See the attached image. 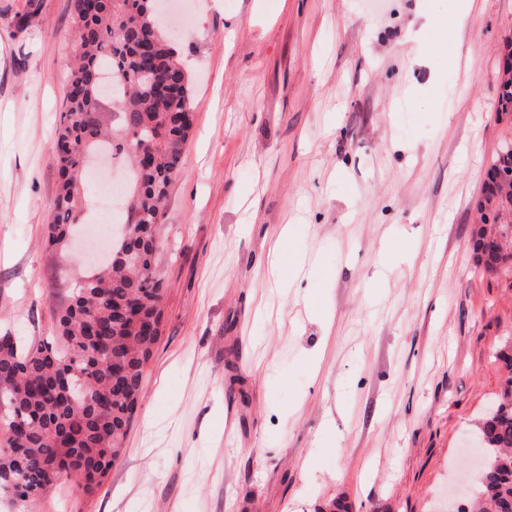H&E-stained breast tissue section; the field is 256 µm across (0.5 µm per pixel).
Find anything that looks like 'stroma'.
<instances>
[{"label": "stroma", "mask_w": 512, "mask_h": 512, "mask_svg": "<svg viewBox=\"0 0 512 512\" xmlns=\"http://www.w3.org/2000/svg\"><path fill=\"white\" fill-rule=\"evenodd\" d=\"M193 131L122 454L0 512H441L500 390L512 270L471 247L512 0H192ZM70 0H0V332L54 336ZM320 350L319 368L307 358Z\"/></svg>", "instance_id": "1"}]
</instances>
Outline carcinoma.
<instances>
[{
    "mask_svg": "<svg viewBox=\"0 0 512 512\" xmlns=\"http://www.w3.org/2000/svg\"><path fill=\"white\" fill-rule=\"evenodd\" d=\"M72 69L56 131L54 162L59 180L47 224V246L66 251L88 206L86 169L93 154L107 149L131 165L121 203L122 234L117 251H134L139 268L103 265L82 276L55 311L58 342L0 336V426L19 456L0 452V486L20 479L31 494L28 506L58 479L93 493L122 451L120 445L141 394L143 368L157 344L143 325L158 319L163 289L152 263L160 243L156 225L168 188L179 174L192 130V78L177 58L168 24L146 0H71ZM118 91L117 112L107 111L104 75ZM498 107L512 112V68L503 71ZM136 130L150 149L139 161L128 139ZM512 140H505L487 170L485 188L512 173ZM479 210L487 234L472 236L476 264L486 272L512 268V252L493 237L512 240V224H499L512 208V193ZM505 373L494 406L477 422L483 461L467 512H512V347L500 352Z\"/></svg>",
    "mask_w": 512,
    "mask_h": 512,
    "instance_id": "carcinoma-1",
    "label": "carcinoma"
}]
</instances>
